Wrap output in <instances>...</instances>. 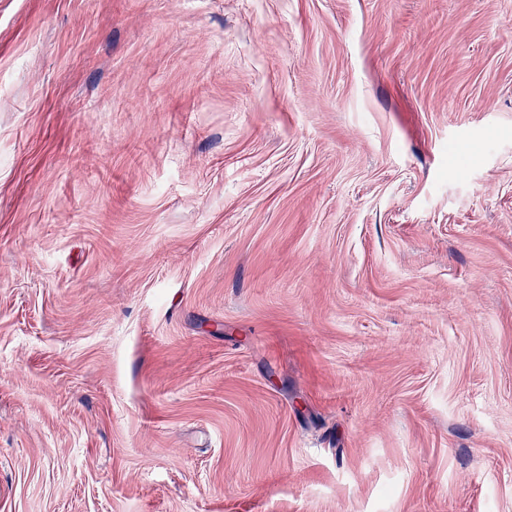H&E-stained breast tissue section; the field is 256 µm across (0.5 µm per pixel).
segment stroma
Returning a JSON list of instances; mask_svg holds the SVG:
<instances>
[{
    "instance_id": "1",
    "label": "stroma",
    "mask_w": 512,
    "mask_h": 512,
    "mask_svg": "<svg viewBox=\"0 0 512 512\" xmlns=\"http://www.w3.org/2000/svg\"><path fill=\"white\" fill-rule=\"evenodd\" d=\"M0 512H512V0H0Z\"/></svg>"
}]
</instances>
